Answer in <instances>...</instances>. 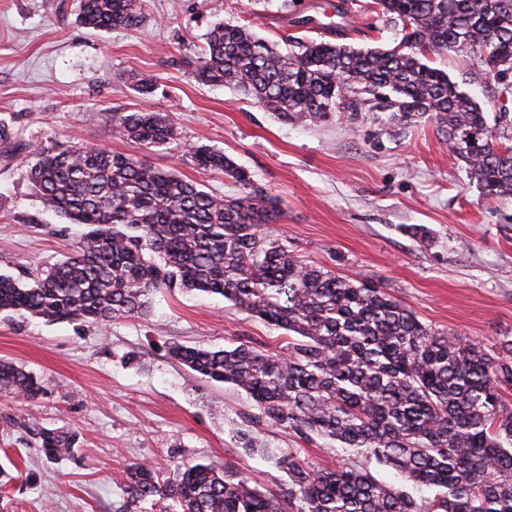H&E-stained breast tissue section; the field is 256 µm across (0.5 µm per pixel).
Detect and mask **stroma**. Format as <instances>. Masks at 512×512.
I'll return each instance as SVG.
<instances>
[{
  "instance_id": "1",
  "label": "stroma",
  "mask_w": 512,
  "mask_h": 512,
  "mask_svg": "<svg viewBox=\"0 0 512 512\" xmlns=\"http://www.w3.org/2000/svg\"><path fill=\"white\" fill-rule=\"evenodd\" d=\"M287 11H280V4ZM337 0H145L135 29L96 32L78 0H0V274H30L72 254L79 226L46 211L26 176L40 145L88 146L137 156L107 113L166 112L176 142L149 153L215 195L235 194L222 172L186 161L191 145L223 151L278 199L270 237L308 263L371 278L432 328L487 346L512 337V198L482 193L426 121L391 132L375 113L332 112L322 121L276 118L255 99L194 79L217 21L248 24L284 44L330 38ZM349 0V40L397 46L401 27ZM292 16L310 25L290 26ZM148 79L141 89L139 79ZM413 225L434 236L425 244ZM249 338L281 351L285 330L248 317L218 295L179 289L155 295L150 316L105 328L0 314V359L22 365L45 393L26 401L0 392V512H113L125 468L214 460L263 487L284 483L271 461L238 448L232 431L243 391L210 383L173 361L169 343L221 348ZM72 431L69 456L47 462L36 429ZM271 448H297L333 470L342 452L261 427Z\"/></svg>"
}]
</instances>
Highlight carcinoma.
Masks as SVG:
<instances>
[{"label":"carcinoma","instance_id":"obj_1","mask_svg":"<svg viewBox=\"0 0 512 512\" xmlns=\"http://www.w3.org/2000/svg\"><path fill=\"white\" fill-rule=\"evenodd\" d=\"M388 24L409 30L393 49L356 48L292 36L283 52L251 29L212 27L194 77L233 85L285 120L385 112L399 131L434 124L470 179L488 195L512 197V108L501 100L512 77V0H374ZM143 0H79L94 31L133 28ZM469 61L468 80L487 88L494 123L429 54ZM113 129L151 151L177 138L166 113L112 112ZM199 170L222 171L238 187L218 197L171 170L106 148L44 146L28 170L43 207L84 227L75 254L23 284L0 275V313L47 322L150 315L172 288L220 295L240 312L288 332V353L249 338L214 350L173 343L169 356L210 381L245 392L240 448L275 460L288 476L261 488L222 463L179 462L161 478L144 464L126 469L132 505L165 512H512V339L490 349L421 322L368 280L306 262L288 242L263 232L279 203L223 152L188 150ZM0 390L34 401L43 386L0 360ZM267 424L320 439L390 466L405 482L436 490L414 498L349 460L324 470L262 444ZM49 459L71 453L72 432L35 429Z\"/></svg>","mask_w":512,"mask_h":512}]
</instances>
